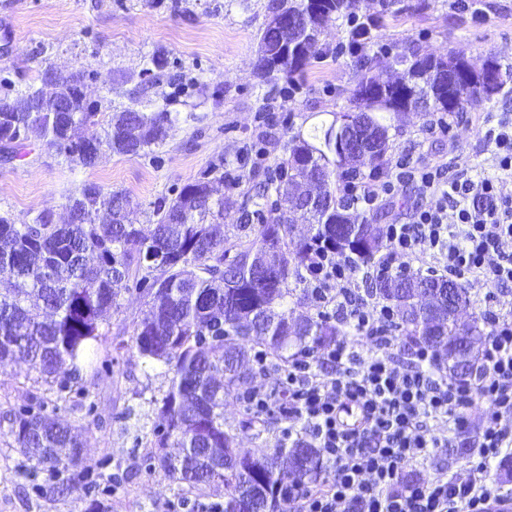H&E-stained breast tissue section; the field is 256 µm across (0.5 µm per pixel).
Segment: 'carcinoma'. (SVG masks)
<instances>
[{
  "mask_svg": "<svg viewBox=\"0 0 512 512\" xmlns=\"http://www.w3.org/2000/svg\"><path fill=\"white\" fill-rule=\"evenodd\" d=\"M356 0H325L314 13L315 0H270L268 13L287 18V26L258 29L259 47L274 50L293 43L298 64L276 63L260 55L256 70L267 80L281 74L287 80L301 73L328 50L321 36L330 22L354 15ZM336 53L351 57L360 74L351 103L370 126L362 148L337 157L330 125L312 138L297 132L285 144V157L267 171L253 199L234 225L235 242L220 232L224 203L211 186L224 181V163L184 184L173 198L149 203L150 232L133 221L134 203L122 190H104L85 182L67 197L63 223L39 224L0 212V273L11 290L0 296V363L21 357L55 395L51 400L31 394L5 411L8 434L25 461L18 473L26 479L43 475L33 485L44 495L76 480L90 499L88 512H105L104 501L120 488L129 473L112 471V459L92 466L81 462L82 442L62 422L60 414L104 425L96 399L84 383V371L97 377L115 375L118 356L85 357L98 341L105 313L120 307L123 293H135L150 304V316L134 327L133 347L139 356L167 367L172 374L162 398H154L156 418L151 451L140 457L138 469L163 472L178 485L224 487L220 512H277L288 488L301 489L328 474L320 449L298 439L282 441L260 454L236 447L238 434L255 437L271 430L274 417L243 408L236 425L224 422V397L235 395L241 380L258 368L286 369L288 349L318 353L328 340L342 335L330 318L295 315L277 310L275 299L293 295L315 250L348 254L367 267L383 238L380 225L361 222L341 196L346 183L376 178L391 164L389 132L392 121L407 112H461L503 93L512 78V64L493 56L477 69L464 54L431 58L391 53L380 48L377 35L363 42L336 45ZM402 68L395 79L380 81L372 71ZM500 79L486 81L488 68ZM41 86H28L0 98V145L17 148L36 139L70 166L90 167L96 158L88 139L78 135L86 126L101 128L95 140L120 155H149L163 145L174 118L167 108L141 111L140 99L109 101L107 109L87 101L80 92L83 74L63 76L46 66ZM369 172H364L362 164ZM301 212L311 224L303 238L293 234L281 201ZM237 271L233 287L224 286V268ZM462 305L469 289L445 278L415 276L413 281L375 279L371 292L392 306L401 335L430 346L459 380L468 381L477 348L466 352L448 341L464 330L480 336L487 322L459 328L448 312L447 285ZM68 370L61 371L62 367ZM180 448L171 454L167 448Z\"/></svg>",
  "mask_w": 512,
  "mask_h": 512,
  "instance_id": "obj_1",
  "label": "carcinoma"
}]
</instances>
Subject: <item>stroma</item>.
I'll return each mask as SVG.
<instances>
[{
  "mask_svg": "<svg viewBox=\"0 0 512 512\" xmlns=\"http://www.w3.org/2000/svg\"><path fill=\"white\" fill-rule=\"evenodd\" d=\"M410 10H383L381 0H356L359 16L382 15L381 33L396 52L440 56L464 53L474 67L493 55L512 63V0H480V12L450 8L448 0H409ZM268 0H0V94L35 83L42 63L65 74L89 72L92 100L115 93L156 100L171 97L176 121L165 144L154 155L126 156L104 152L92 167H71L37 141L8 161L0 160V211L15 217L50 209L62 213L67 196L82 183L126 191L145 206L173 196L215 162L225 173L241 176L239 186L214 184L224 200V230L232 232L258 182L245 147L263 142L268 162L283 157L284 145L296 132L330 125L349 110L348 97L358 79L349 57L324 56L308 65L290 95L269 96L256 75L257 31L267 16ZM164 55L167 64L153 71L150 59ZM512 109V98L455 114L450 131L431 134V114L405 115L393 132V155L412 151L421 162H447L492 174L483 154L482 129L494 113ZM150 311L145 299L122 295L120 306L102 323L100 351L131 343L133 329ZM103 427L64 414L83 443L85 464L110 456L134 478L109 498V512H176V488L161 474L136 472L140 449L134 436H148L156 410L150 400L169 384L164 366L138 356L122 355L111 379L85 373ZM23 360L0 364V405L23 402L46 392ZM134 414L120 422L126 409ZM23 457L11 438L0 436V512H86L88 499L80 483L40 497L19 477Z\"/></svg>",
  "mask_w": 512,
  "mask_h": 512,
  "instance_id": "35a3bbf8",
  "label": "stroma"
}]
</instances>
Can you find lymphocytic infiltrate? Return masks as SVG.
Returning a JSON list of instances; mask_svg holds the SVG:
<instances>
[{
  "label": "lymphocytic infiltrate",
  "mask_w": 512,
  "mask_h": 512,
  "mask_svg": "<svg viewBox=\"0 0 512 512\" xmlns=\"http://www.w3.org/2000/svg\"><path fill=\"white\" fill-rule=\"evenodd\" d=\"M483 148L494 176L420 164L408 154L385 176L346 187L353 209L368 215L407 191L434 203L384 226L389 251L378 264L363 271L352 258L322 250L303 275L314 310L335 317L346 333L318 357L296 354L276 388L248 391L252 409L320 448L329 468L318 483L290 492L284 512H491L512 498L489 470L492 460L512 456V309L484 299L491 332L474 377L460 383L428 346H403L393 308L363 287L397 261L471 287L488 279L512 285V193L504 191L512 183L511 113L487 124ZM479 398L495 414L474 437L478 462L462 475L441 468L432 481H406V470L424 467L435 449L466 434Z\"/></svg>",
  "instance_id": "lymphocytic-infiltrate-1"
}]
</instances>
